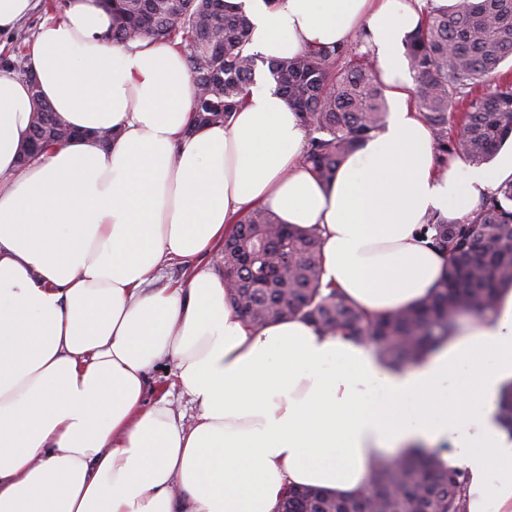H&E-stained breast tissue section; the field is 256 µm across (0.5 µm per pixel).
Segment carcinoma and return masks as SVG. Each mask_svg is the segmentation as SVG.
I'll list each match as a JSON object with an SVG mask.
<instances>
[{
  "label": "carcinoma",
  "mask_w": 512,
  "mask_h": 512,
  "mask_svg": "<svg viewBox=\"0 0 512 512\" xmlns=\"http://www.w3.org/2000/svg\"><path fill=\"white\" fill-rule=\"evenodd\" d=\"M247 14L224 0H112L109 40L140 37L173 44L192 81L195 126L227 123L253 84L258 58L249 53ZM413 100L432 133L437 162L491 160L512 138V0H459L431 9L407 34ZM277 90L307 129L304 163L324 183L382 127L386 87L358 44L304 52L270 62ZM73 132L49 106L36 112L24 154L60 146ZM430 246L446 257L439 288L416 307L369 317L336 289L321 285L322 239L315 227L279 223L256 208L224 240L223 267L234 272L231 306L250 324L299 317L324 334L341 332L372 344L391 368L417 364L458 326V315L491 310L512 286V174L460 219L430 218ZM466 472L444 463L441 450L411 448L375 460L355 497L289 487L277 512H466Z\"/></svg>",
  "instance_id": "1"
}]
</instances>
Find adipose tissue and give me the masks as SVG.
Instances as JSON below:
<instances>
[{
    "label": "adipose tissue",
    "instance_id": "adipose-tissue-1",
    "mask_svg": "<svg viewBox=\"0 0 512 512\" xmlns=\"http://www.w3.org/2000/svg\"><path fill=\"white\" fill-rule=\"evenodd\" d=\"M267 60L351 43L365 31L392 106L330 183L305 167L306 130L257 79L224 125L193 126L183 55L143 38L109 44L105 0H68L25 54L39 84L0 68V512H275L286 486L349 497L376 458L449 447L466 512H512V289L422 361L293 318L248 325L224 273L158 288L164 263L212 252L262 207L317 227L323 286L370 315L427 301L444 258L421 231L467 215L501 171L440 172L411 102L403 40L426 6L457 0H228ZM76 138L18 162L37 102ZM114 130L103 145L98 135ZM174 363L196 408L145 404ZM167 368V371H164ZM174 365L170 360H163L159 362L155 370L151 373V385H149L145 401L148 404L152 403L156 396H160L167 391L172 392L171 398L175 401V407L177 411H181L185 414V421H191V417L194 414V410L191 409L190 405L186 404L185 399H179L178 391L173 390L171 384L174 380L173 377ZM163 390L162 392H160Z\"/></svg>",
    "mask_w": 512,
    "mask_h": 512
}]
</instances>
